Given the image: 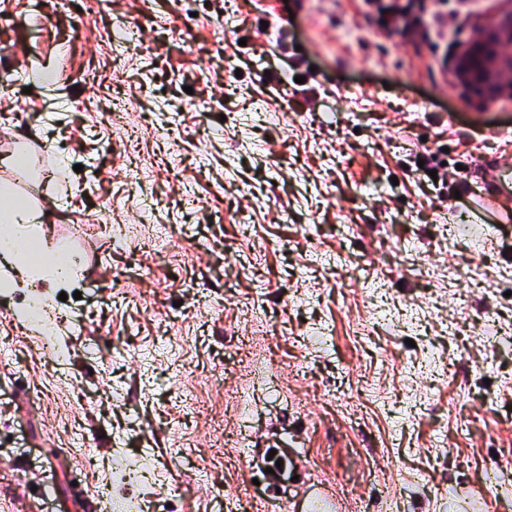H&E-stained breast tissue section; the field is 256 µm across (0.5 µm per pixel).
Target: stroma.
Wrapping results in <instances>:
<instances>
[{
	"instance_id": "stroma-1",
	"label": "stroma",
	"mask_w": 512,
	"mask_h": 512,
	"mask_svg": "<svg viewBox=\"0 0 512 512\" xmlns=\"http://www.w3.org/2000/svg\"><path fill=\"white\" fill-rule=\"evenodd\" d=\"M401 2L0 0V200L82 257L58 289L0 268V512H94L103 483L128 512L248 486L305 512L306 485L338 512H512V223L468 205L512 166V97L452 78L512 0ZM353 380L376 397L348 416ZM226 385L249 447L219 459Z\"/></svg>"
}]
</instances>
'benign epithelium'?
<instances>
[{"label": "benign epithelium", "mask_w": 512, "mask_h": 512, "mask_svg": "<svg viewBox=\"0 0 512 512\" xmlns=\"http://www.w3.org/2000/svg\"><path fill=\"white\" fill-rule=\"evenodd\" d=\"M512 43V12L494 19L492 34L471 41L457 55L453 79L467 88L479 104L501 95H512V86L502 82V75L512 70V55L502 46Z\"/></svg>", "instance_id": "benign-epithelium-1"}]
</instances>
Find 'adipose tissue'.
<instances>
[{"label":"adipose tissue","instance_id":"1","mask_svg":"<svg viewBox=\"0 0 512 512\" xmlns=\"http://www.w3.org/2000/svg\"><path fill=\"white\" fill-rule=\"evenodd\" d=\"M43 235L42 222L36 210L25 208L1 214L0 261L13 265L23 281L30 279L57 284L75 277L76 268H64L56 262L36 265L27 259L23 251L24 243Z\"/></svg>","mask_w":512,"mask_h":512}]
</instances>
